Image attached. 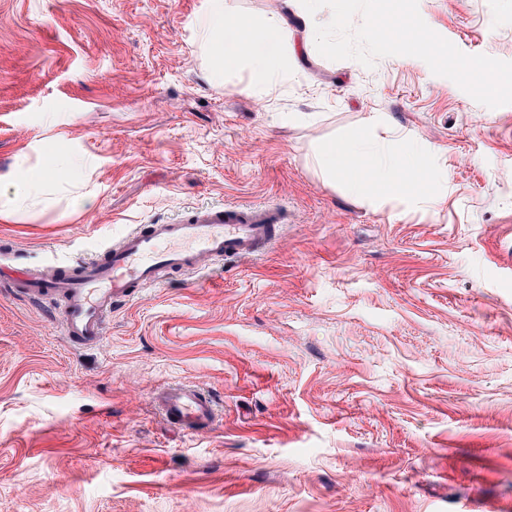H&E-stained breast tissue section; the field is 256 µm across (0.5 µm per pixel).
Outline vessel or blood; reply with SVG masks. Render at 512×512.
Returning a JSON list of instances; mask_svg holds the SVG:
<instances>
[{
    "label": "vessel or blood",
    "instance_id": "b4317fda",
    "mask_svg": "<svg viewBox=\"0 0 512 512\" xmlns=\"http://www.w3.org/2000/svg\"><path fill=\"white\" fill-rule=\"evenodd\" d=\"M281 221L280 211L270 207L205 208L174 224L136 227L87 260L24 265L13 252L0 251V277L35 301L63 297L58 317L63 336L94 346L113 307L138 289L162 282L175 270H198L208 259L255 256L271 242ZM156 401L176 429L196 432L215 422L214 404L201 389L168 385L157 392Z\"/></svg>",
    "mask_w": 512,
    "mask_h": 512
}]
</instances>
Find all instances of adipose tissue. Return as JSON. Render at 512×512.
<instances>
[{"label":"adipose tissue","instance_id":"1","mask_svg":"<svg viewBox=\"0 0 512 512\" xmlns=\"http://www.w3.org/2000/svg\"><path fill=\"white\" fill-rule=\"evenodd\" d=\"M199 42L210 57L211 80L223 81L224 70L245 65L249 82L256 88H268L288 73L294 50L288 42L287 21L274 15L252 24L230 20L224 12V0H211L201 24ZM317 165L325 180H340L350 194H358L366 179L391 185L397 170H416L418 151L393 152L385 140L359 129L316 153Z\"/></svg>","mask_w":512,"mask_h":512}]
</instances>
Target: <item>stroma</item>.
Instances as JSON below:
<instances>
[{
  "label": "stroma",
  "mask_w": 512,
  "mask_h": 512,
  "mask_svg": "<svg viewBox=\"0 0 512 512\" xmlns=\"http://www.w3.org/2000/svg\"><path fill=\"white\" fill-rule=\"evenodd\" d=\"M210 0H0V204L62 163L47 207L0 219L27 263L85 259L137 225L281 208L248 260L170 273L102 341L0 283V512H512V104L415 57L332 61L284 0L287 77L210 81ZM469 55L512 62V0H418ZM371 126L414 145L399 189L348 194L312 149ZM208 390L197 433L155 402Z\"/></svg>",
  "instance_id": "35a3bbf8"
}]
</instances>
